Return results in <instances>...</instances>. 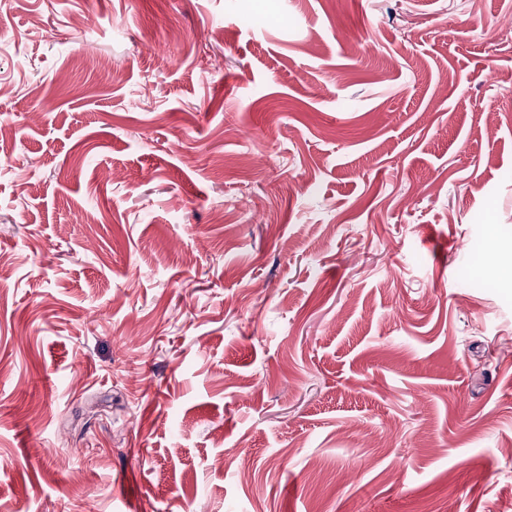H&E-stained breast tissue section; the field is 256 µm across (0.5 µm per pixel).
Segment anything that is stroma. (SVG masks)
<instances>
[{
	"mask_svg": "<svg viewBox=\"0 0 512 512\" xmlns=\"http://www.w3.org/2000/svg\"><path fill=\"white\" fill-rule=\"evenodd\" d=\"M0 121V512L512 498V0H0Z\"/></svg>",
	"mask_w": 512,
	"mask_h": 512,
	"instance_id": "stroma-1",
	"label": "stroma"
}]
</instances>
